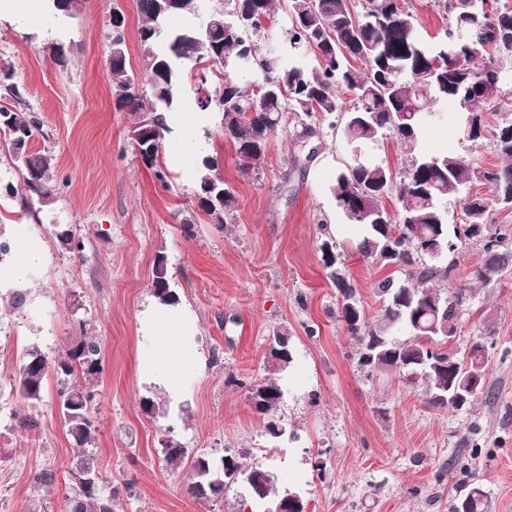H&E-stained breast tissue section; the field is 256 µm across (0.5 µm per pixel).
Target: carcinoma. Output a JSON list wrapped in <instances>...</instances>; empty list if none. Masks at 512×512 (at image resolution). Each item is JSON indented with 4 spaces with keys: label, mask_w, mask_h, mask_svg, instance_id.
Returning <instances> with one entry per match:
<instances>
[{
    "label": "carcinoma",
    "mask_w": 512,
    "mask_h": 512,
    "mask_svg": "<svg viewBox=\"0 0 512 512\" xmlns=\"http://www.w3.org/2000/svg\"><path fill=\"white\" fill-rule=\"evenodd\" d=\"M141 26V67L149 92L131 77L127 66L124 31L112 32L113 55L110 79L115 108L126 110L132 122L125 132L128 143L144 140L141 162L165 180L160 157L171 132L169 116L184 104L183 75L193 73L195 100L201 112L219 117L220 132L233 145L238 168L249 175L262 167L269 138L284 124L290 112L310 116L316 112L335 116L330 128L347 145L366 154L350 157L336 174L332 195L349 223L361 229L357 251L397 268L398 277L377 284L382 301L378 323L367 326L364 310L346 300L355 296L342 274L332 278L344 300L340 318L356 345L359 366L379 372L413 370L421 381L426 403L433 408L453 410L448 386L463 379L484 378L487 347L483 339L492 335L486 327L469 352L458 355L448 346L457 332L463 293H443L432 285L437 278H449L454 262L448 255L467 242H483L484 260L476 278L488 286L512 269L508 236L489 233L488 213L495 206L512 207V123L488 126L483 114L499 110L494 93L500 79L493 57L512 55V10L501 9L491 0H450L452 25L438 39L425 38L407 0H362L354 10L351 0H288L285 30L286 53H262L258 37L265 34L264 22L271 19L270 0H228L224 11L226 26L211 29L203 23L195 29L196 43L185 42L186 32L174 28V18L194 12L195 0H137ZM252 54L256 70L249 83H242L233 62L243 49ZM13 72H0V153L17 163L26 195L21 208L30 210L34 200L42 209L56 203L65 182L50 174L49 158L29 151L28 143L41 124L28 110ZM346 90L352 104L345 107L340 90ZM453 104L463 115L465 138H489L502 163L486 169L443 153L418 149L424 125L436 104ZM417 106L409 120L404 114ZM393 136L408 151L409 168L395 183L391 166L367 151L375 150L385 135ZM220 178L218 158L207 155L195 183L198 206L218 225L235 221L236 197L224 181V197L206 201L211 179ZM491 186L487 197L473 191L477 184ZM397 197L396 211L389 213L386 200ZM453 196L460 203L462 224L448 232L443 200ZM428 238L448 245L438 257L425 252L414 233L415 226ZM153 296L161 305H175L180 298L171 288L165 257H156L152 279ZM80 335L52 356L36 346L25 350L18 370L12 375L13 389L27 407L43 400L49 378L57 379L62 409L68 411L64 426L74 446L85 449L96 442L92 417L95 393L92 387L102 374V348L94 336ZM395 329L408 333L400 341ZM286 330L275 332L268 347L267 371L271 377L248 387L254 411L265 421L266 432L282 436L277 412L283 391L275 375L295 362ZM168 468L178 470L185 450L172 442L164 448ZM242 456L226 455L215 463L198 457L193 463L194 481L188 487L198 500L218 498L228 480L250 484L255 470L241 462ZM91 463L80 460L70 472L71 495L67 512H114V495L103 492ZM280 497L276 476L269 473L264 494L249 491L240 504L245 512ZM468 501V512H486L484 492L474 483L457 502Z\"/></svg>",
    "instance_id": "1"
}]
</instances>
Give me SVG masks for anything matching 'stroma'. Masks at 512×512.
<instances>
[{
	"label": "stroma",
	"mask_w": 512,
	"mask_h": 512,
	"mask_svg": "<svg viewBox=\"0 0 512 512\" xmlns=\"http://www.w3.org/2000/svg\"><path fill=\"white\" fill-rule=\"evenodd\" d=\"M125 17L131 75L142 80L136 0H85L80 16L58 18L23 11L0 21V66L13 69L42 130L31 151L50 154L51 173L67 185L52 209L26 213L0 196V235L29 224L45 246V260L28 286L29 309H13L0 294V430L12 425L21 400L10 386L26 348L51 354L64 348L76 325L98 337L103 372L97 384V440L76 450L59 413L56 380L31 414L38 427L13 440L0 463V512H66L69 472L90 460L115 512H237L247 490L227 482L222 497L200 502L187 493L197 456L217 461L246 453L271 470L278 490L299 491L308 512H450L460 488L478 476L488 512H512V273L483 286L475 271L480 242L456 254L445 290H463L454 345L468 351L480 325L491 321L488 379L495 394L460 411L429 407L402 375L359 367L354 343L338 318L342 294L324 248L353 286L369 324L381 300L377 283L393 272L358 254L359 235L337 208L331 186L350 150L315 114L312 137H301L289 116L268 143L259 172L238 170L231 143L211 131V154L236 198V221L213 224L194 200L184 166L165 148L166 181H158L125 138L130 112L115 109L107 59L112 10ZM69 48L54 61L57 43ZM421 135L423 149L485 168L498 165L489 141H471L457 126V110ZM73 227L82 252L61 250L56 228ZM343 234H335L334 226ZM165 255L172 285L189 310L205 364L185 371L182 396L142 375L139 318L154 302L152 270ZM287 330L296 363L281 380L278 415L285 429L271 439L248 400L246 383H261L269 338ZM158 398L147 414L143 398ZM186 450L187 465L170 470L163 439ZM49 469L55 481L35 477Z\"/></svg>",
	"instance_id": "35a3bbf8"
}]
</instances>
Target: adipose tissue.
<instances>
[{"mask_svg": "<svg viewBox=\"0 0 512 512\" xmlns=\"http://www.w3.org/2000/svg\"><path fill=\"white\" fill-rule=\"evenodd\" d=\"M211 122L206 112H177L171 121L172 130L178 131L180 155L185 159H198L208 150L204 131ZM16 244L13 259L0 266V285H25L44 262V244L30 225L13 227ZM143 336V375L147 381L166 386L178 392V379L183 369L201 363L196 343L197 327L181 306H154L147 309L141 319Z\"/></svg>", "mask_w": 512, "mask_h": 512, "instance_id": "obj_1", "label": "adipose tissue"}]
</instances>
